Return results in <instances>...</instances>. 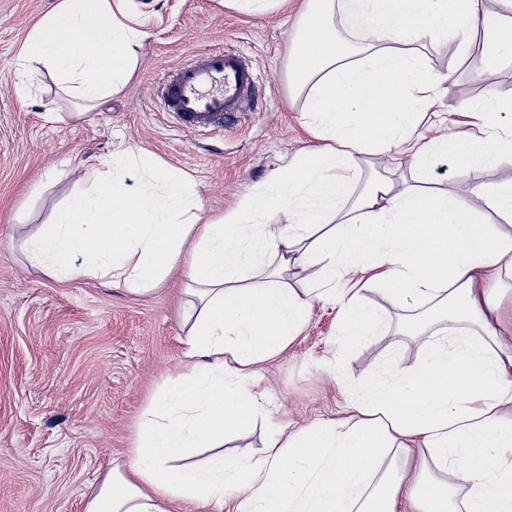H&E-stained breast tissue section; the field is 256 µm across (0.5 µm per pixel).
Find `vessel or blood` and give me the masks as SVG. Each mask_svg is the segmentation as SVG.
I'll use <instances>...</instances> for the list:
<instances>
[{
    "mask_svg": "<svg viewBox=\"0 0 512 512\" xmlns=\"http://www.w3.org/2000/svg\"><path fill=\"white\" fill-rule=\"evenodd\" d=\"M253 64L235 49L214 47L172 68L158 86L161 108L179 128L231 127L255 97Z\"/></svg>",
    "mask_w": 512,
    "mask_h": 512,
    "instance_id": "1",
    "label": "vessel or blood"
}]
</instances>
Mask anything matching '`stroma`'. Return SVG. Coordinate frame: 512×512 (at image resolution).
Segmentation results:
<instances>
[{"instance_id": "1", "label": "stroma", "mask_w": 512, "mask_h": 512, "mask_svg": "<svg viewBox=\"0 0 512 512\" xmlns=\"http://www.w3.org/2000/svg\"><path fill=\"white\" fill-rule=\"evenodd\" d=\"M146 38L127 84L78 115L50 72L21 55L27 33L58 0H0V512H85L110 471L124 459L142 413L183 359L190 297L182 269L146 295L106 279L61 281L33 267L21 244L77 192L73 164L108 160L120 145L147 152L184 172L212 214L232 210L266 176L316 140L304 124V97L288 81V49L304 0L288 9L245 14L221 0H132ZM243 52L258 75V99L238 126L188 132L161 112L162 76L204 48ZM427 70L444 77L434 106L442 130L478 133L463 105L490 106L512 89V61L460 58L453 38L427 42ZM364 178L388 177L455 196L466 176L445 155L425 164L366 157ZM339 303L317 300L300 335L260 364L265 413L224 438L225 456L262 457L272 424L295 431L346 416L351 400L394 365H413L425 336L406 334L411 302L389 308L382 333L350 345L338 334Z\"/></svg>"}]
</instances>
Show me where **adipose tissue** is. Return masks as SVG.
I'll use <instances>...</instances> for the list:
<instances>
[{"label":"adipose tissue","instance_id":"adipose-tissue-1","mask_svg":"<svg viewBox=\"0 0 512 512\" xmlns=\"http://www.w3.org/2000/svg\"><path fill=\"white\" fill-rule=\"evenodd\" d=\"M341 23H334V14ZM130 0H61L27 36L24 56L55 73L88 107L125 85L145 37ZM452 37L462 54L512 57V0H308L289 47V80L305 95L319 144L284 163L228 214L201 219L194 181L143 154L78 165L79 190L27 238L29 262L60 279L105 277L145 294L176 265L197 296L181 372L142 414L127 461L86 512H512V318L497 316L488 280L512 276V183L486 188L485 165L512 156V91L476 112L484 136L426 143L415 130L440 80L426 41ZM423 161L440 153L469 178L448 198L414 186L362 182L361 155ZM143 180L125 189V168ZM499 218L478 219L475 201ZM318 266L306 296L286 288L275 256ZM378 269L382 303L358 297V269ZM339 300L338 332L376 335L388 307L423 302L443 322L417 365L374 384L340 420L271 435L256 461L219 452L227 432L265 407L256 365L282 352L313 300ZM214 454L193 463L196 449ZM420 451L414 478L394 464Z\"/></svg>","mask_w":512,"mask_h":512}]
</instances>
